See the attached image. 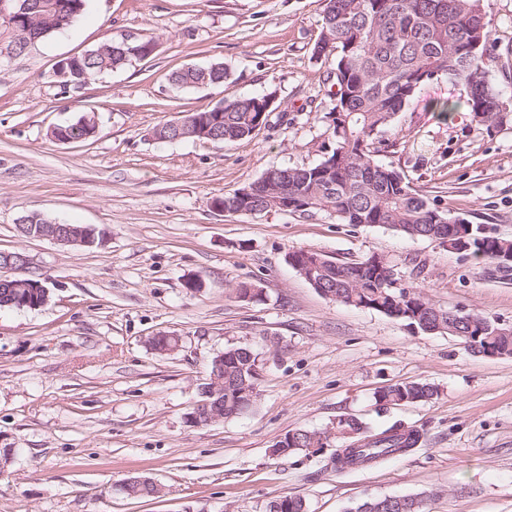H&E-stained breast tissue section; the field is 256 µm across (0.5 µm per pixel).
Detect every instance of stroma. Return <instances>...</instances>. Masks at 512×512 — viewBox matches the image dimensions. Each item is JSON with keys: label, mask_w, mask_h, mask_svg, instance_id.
Wrapping results in <instances>:
<instances>
[{"label": "stroma", "mask_w": 512, "mask_h": 512, "mask_svg": "<svg viewBox=\"0 0 512 512\" xmlns=\"http://www.w3.org/2000/svg\"><path fill=\"white\" fill-rule=\"evenodd\" d=\"M323 0H88L68 29L6 54L0 15V250L29 258L49 288L36 309L0 308V512H267L299 496L307 512H351L366 499L423 497L427 512H512V357L473 354L448 334L411 331L374 310L324 297L289 264L311 249L340 261L383 256L400 284L437 306L512 326V270L380 225L326 213H219L223 196L272 167L322 160L332 106L326 65L312 55ZM150 36V58L63 89V58L106 39ZM223 63L219 86L178 91L186 65ZM275 93L253 138L219 146L157 142L179 113ZM465 90L425 84L399 113L383 162L440 210L512 238V123L473 120ZM454 103L443 115L436 102ZM94 111L97 135L61 144L58 124ZM94 226L85 249L20 235V217ZM201 280L186 290L187 279ZM263 290L237 298L238 283ZM158 334L177 349L152 350ZM229 346L251 349L259 397L246 414L188 418ZM423 381L434 399L380 406L374 394ZM342 415L370 431L418 430V447L382 464L337 469L331 448L274 455L296 429ZM148 477L159 498L124 497Z\"/></svg>", "instance_id": "35a3bbf8"}]
</instances>
